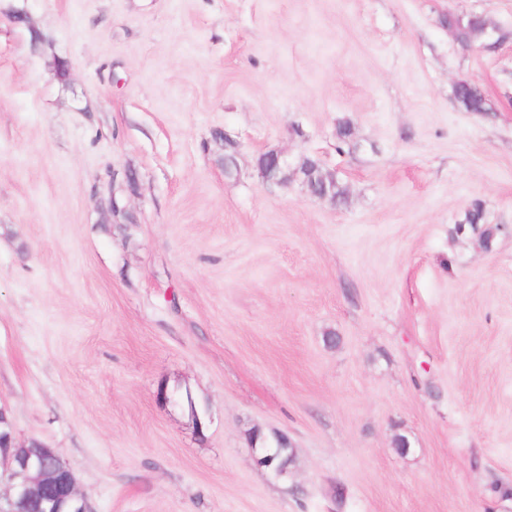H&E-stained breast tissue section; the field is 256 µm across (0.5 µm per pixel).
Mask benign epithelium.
Segmentation results:
<instances>
[{"label": "benign epithelium", "instance_id": "benign-epithelium-1", "mask_svg": "<svg viewBox=\"0 0 512 512\" xmlns=\"http://www.w3.org/2000/svg\"><path fill=\"white\" fill-rule=\"evenodd\" d=\"M273 171L262 172L263 178L272 183L285 182L290 164L277 152L270 153ZM9 427L8 447L0 445V484L5 486L0 512H28L27 506L39 503L43 512H93L87 494L79 487L76 477L66 465L60 452L34 440L20 445L14 438L10 410L0 406V428ZM256 461L270 473L281 478L286 468L277 456L254 449Z\"/></svg>", "mask_w": 512, "mask_h": 512}]
</instances>
